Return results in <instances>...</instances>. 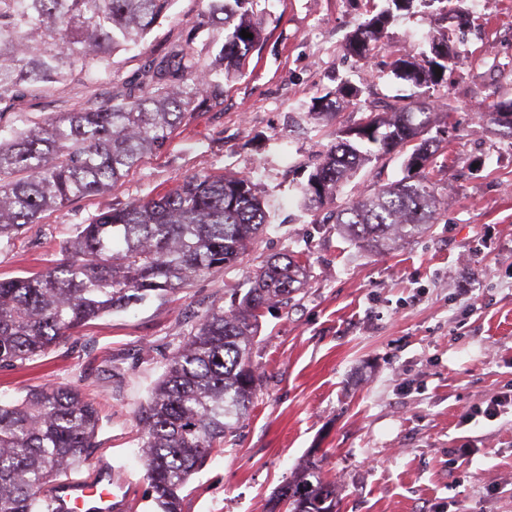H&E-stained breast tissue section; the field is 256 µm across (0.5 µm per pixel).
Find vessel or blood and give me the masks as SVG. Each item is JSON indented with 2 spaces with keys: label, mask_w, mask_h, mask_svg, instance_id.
Instances as JSON below:
<instances>
[{
  "label": "vessel or blood",
  "mask_w": 512,
  "mask_h": 512,
  "mask_svg": "<svg viewBox=\"0 0 512 512\" xmlns=\"http://www.w3.org/2000/svg\"><path fill=\"white\" fill-rule=\"evenodd\" d=\"M42 493L53 512H112V482L102 475L82 480L61 479L46 485Z\"/></svg>",
  "instance_id": "1"
}]
</instances>
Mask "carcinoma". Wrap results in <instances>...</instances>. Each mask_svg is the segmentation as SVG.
<instances>
[{"instance_id": "cac0c4a2", "label": "carcinoma", "mask_w": 512, "mask_h": 512, "mask_svg": "<svg viewBox=\"0 0 512 512\" xmlns=\"http://www.w3.org/2000/svg\"><path fill=\"white\" fill-rule=\"evenodd\" d=\"M390 7L360 23L347 50L363 56L393 18L414 2ZM197 21L152 51L134 76L92 95L76 108L48 112L0 136V244L41 214L105 193L146 156L161 151L197 111L224 105V78L243 70L264 38L257 0H199ZM171 0H0V116L30 92L106 68L112 54L145 40ZM253 34L244 38L241 31ZM218 32L223 39L202 38ZM454 30L430 39L431 57H403L391 72L416 86L439 83L448 68ZM210 62L200 64L202 54ZM362 90L344 86L338 101ZM336 101V102H338ZM336 102L315 99L314 116L333 115ZM431 104L403 99L369 117L360 137H338L314 163L303 203L321 210L340 184L379 157L414 144L403 176L363 192L328 220L357 248L380 254L423 233L442 215L429 136ZM268 224L257 184L235 172L194 174L147 199L104 211L81 224L63 257L26 277L0 280V368L14 367L100 316L153 295L174 292L194 278L235 262ZM309 275L304 254L284 253L250 276L229 309H209L170 358L138 414L146 476L159 512H182L180 489L247 417L260 375L250 359L264 310L286 304ZM99 430L94 404L77 388L31 392L0 403V512H53L41 494L51 480L90 463ZM310 455L277 490L270 512H339L336 485L320 477Z\"/></svg>"}]
</instances>
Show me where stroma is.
I'll return each mask as SVG.
<instances>
[{"mask_svg":"<svg viewBox=\"0 0 512 512\" xmlns=\"http://www.w3.org/2000/svg\"><path fill=\"white\" fill-rule=\"evenodd\" d=\"M465 23L454 60L436 86L412 90L390 72L397 55L422 58L439 29L435 8L397 13L365 58L346 42L368 16L365 0H257L266 40L224 84L221 111L200 112L160 154L112 190L79 199L26 225L0 246V280L60 259L78 225L146 199L176 179L233 170L264 194L269 224L233 264L185 288L78 330L46 356L0 369V401L48 386L81 390L101 415L89 466L112 465L125 512H157L146 478L137 415L172 353L211 305H229L270 256L305 252L310 277L288 305L264 312L251 348L262 382L247 418L182 490L183 512H267L268 499L317 451L340 512H512V411L478 415L512 388V136L478 111L512 101V0H450ZM197 0H173L145 43L17 104L1 124L105 92L194 20ZM361 87L327 120L314 97ZM417 93L451 115L439 190L448 205L430 232L387 253L359 251L301 205L319 153L340 130ZM404 155L370 163L335 207L402 177Z\"/></svg>","mask_w":512,"mask_h":512,"instance_id":"stroma-1","label":"stroma"}]
</instances>
